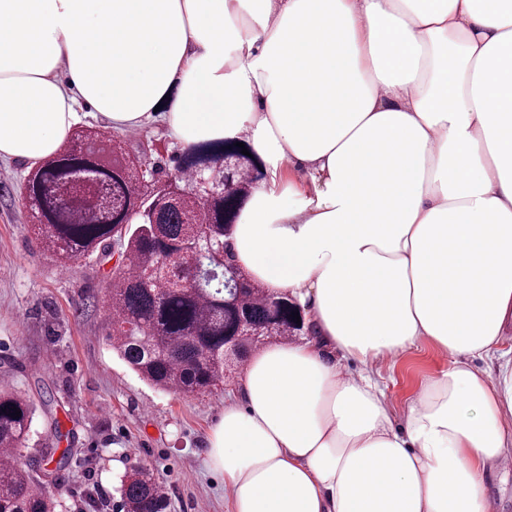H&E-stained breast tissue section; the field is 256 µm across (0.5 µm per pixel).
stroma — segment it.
I'll return each mask as SVG.
<instances>
[{
	"instance_id": "1",
	"label": "stroma",
	"mask_w": 512,
	"mask_h": 512,
	"mask_svg": "<svg viewBox=\"0 0 512 512\" xmlns=\"http://www.w3.org/2000/svg\"><path fill=\"white\" fill-rule=\"evenodd\" d=\"M128 150L142 143L173 173L181 154L164 130L112 131ZM25 165L0 162V386L35 408L22 455L70 449L64 482L55 488L58 512H117L124 473L147 464L168 497L167 512H227L222 476L204 464L209 430L224 412L227 384L194 394L158 390L141 380L109 346L106 287L123 260L87 256L60 267L29 230L21 194ZM449 359L423 342L372 369L385 388L395 423L423 384Z\"/></svg>"
}]
</instances>
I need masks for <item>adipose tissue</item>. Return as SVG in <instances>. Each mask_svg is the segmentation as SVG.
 Returning <instances> with one entry per match:
<instances>
[{
    "label": "adipose tissue",
    "mask_w": 512,
    "mask_h": 512,
    "mask_svg": "<svg viewBox=\"0 0 512 512\" xmlns=\"http://www.w3.org/2000/svg\"><path fill=\"white\" fill-rule=\"evenodd\" d=\"M84 106L264 164L228 248L309 337L257 353L210 432L230 512H496L512 0H0V160L53 155ZM422 342L450 363L398 428L365 368Z\"/></svg>",
    "instance_id": "1"
}]
</instances>
